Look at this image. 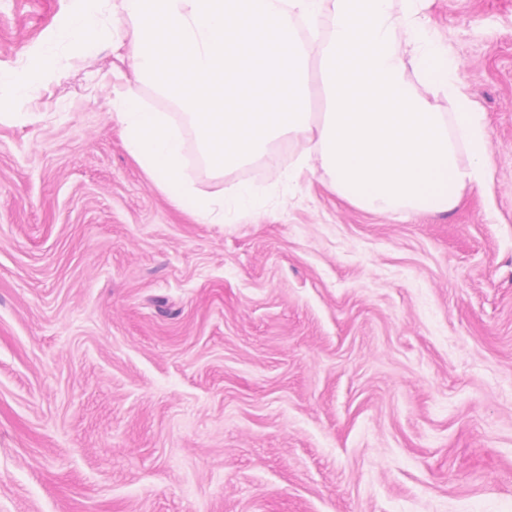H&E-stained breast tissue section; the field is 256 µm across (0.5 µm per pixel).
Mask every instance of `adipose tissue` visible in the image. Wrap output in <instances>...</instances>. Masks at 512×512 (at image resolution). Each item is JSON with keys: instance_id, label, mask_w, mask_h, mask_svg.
I'll return each instance as SVG.
<instances>
[{"instance_id": "ef3b65f1", "label": "adipose tissue", "mask_w": 512, "mask_h": 512, "mask_svg": "<svg viewBox=\"0 0 512 512\" xmlns=\"http://www.w3.org/2000/svg\"><path fill=\"white\" fill-rule=\"evenodd\" d=\"M112 116L122 126L133 153L143 168L161 183L175 187L174 202L193 197L195 214L205 224H220L225 214L242 218L255 211L254 191L239 184L230 196L197 197L185 173L184 142L168 116L141 104L135 94L126 92L112 100Z\"/></svg>"}]
</instances>
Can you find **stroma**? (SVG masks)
I'll list each match as a JSON object with an SVG mask.
<instances>
[{"label": "stroma", "instance_id": "1", "mask_svg": "<svg viewBox=\"0 0 512 512\" xmlns=\"http://www.w3.org/2000/svg\"><path fill=\"white\" fill-rule=\"evenodd\" d=\"M119 0H0V512H512V0H426L492 179L376 214L279 143L221 172L136 82ZM180 123L203 224L140 166L116 94ZM74 21L69 25L72 43L87 52L94 49L98 20L89 9H76Z\"/></svg>", "mask_w": 512, "mask_h": 512}]
</instances>
